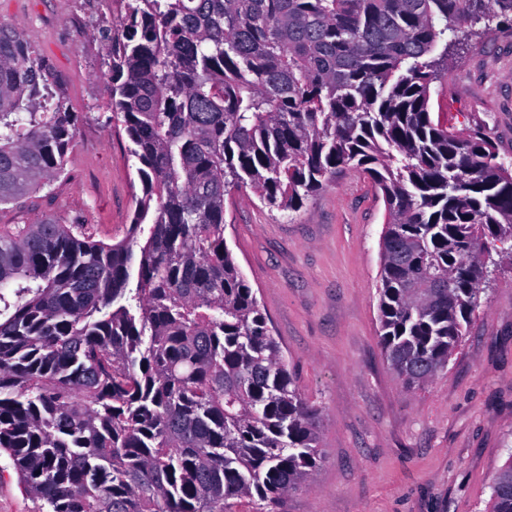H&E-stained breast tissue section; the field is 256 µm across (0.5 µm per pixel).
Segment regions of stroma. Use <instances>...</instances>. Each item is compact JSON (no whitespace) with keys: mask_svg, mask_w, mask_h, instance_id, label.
Listing matches in <instances>:
<instances>
[{"mask_svg":"<svg viewBox=\"0 0 512 512\" xmlns=\"http://www.w3.org/2000/svg\"><path fill=\"white\" fill-rule=\"evenodd\" d=\"M119 0H0L61 76L82 119L51 192L0 208V227L80 219L96 238L126 234L142 185L130 141L109 108L97 29ZM430 108L456 131L480 129L512 164V29L475 25ZM381 193L359 169L336 175L295 212L252 189L224 197V238L270 320L303 399L317 410L322 462L281 512H487L493 477L512 456V259L480 297L447 368L408 389L381 345ZM0 456V512H39Z\"/></svg>","mask_w":512,"mask_h":512,"instance_id":"obj_1","label":"stroma"}]
</instances>
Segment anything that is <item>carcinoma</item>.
I'll return each instance as SVG.
<instances>
[{"label": "carcinoma", "mask_w": 512, "mask_h": 512, "mask_svg": "<svg viewBox=\"0 0 512 512\" xmlns=\"http://www.w3.org/2000/svg\"><path fill=\"white\" fill-rule=\"evenodd\" d=\"M121 2L100 38L143 195L112 243L51 216L0 227V450L48 512H277L321 463L320 419L224 241V195L295 212L366 172L388 211L383 349L425 385L512 255V170L433 120L430 85L473 25L512 27V0ZM79 121L0 23V205L53 186ZM491 503L512 512V456Z\"/></svg>", "instance_id": "obj_1"}]
</instances>
